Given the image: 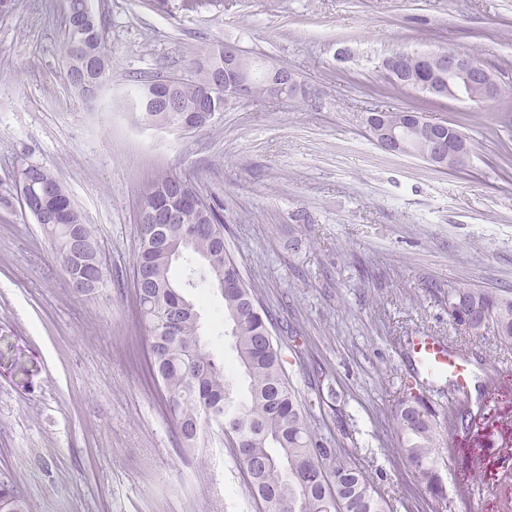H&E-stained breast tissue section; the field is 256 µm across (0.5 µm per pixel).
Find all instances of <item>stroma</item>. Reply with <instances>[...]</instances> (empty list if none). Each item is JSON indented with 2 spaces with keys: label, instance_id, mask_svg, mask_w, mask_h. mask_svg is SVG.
<instances>
[{
  "label": "stroma",
  "instance_id": "obj_1",
  "mask_svg": "<svg viewBox=\"0 0 512 512\" xmlns=\"http://www.w3.org/2000/svg\"><path fill=\"white\" fill-rule=\"evenodd\" d=\"M168 0H92L110 78L94 100L68 82L66 0H20L0 19V479L29 512H257L221 433L181 448L144 362L136 312L138 213L154 176L182 174L224 204V239L273 318L291 385L336 391L311 424L373 476L387 512L424 489L398 456L394 405L415 365L408 338L438 336L477 377L496 375L483 419L458 435L447 492L474 482L468 512L512 498V348L448 318L455 287L512 296V109L395 87L401 46L477 55L512 89V0H224L202 13ZM230 44L296 73L302 93L225 106L172 133L132 112L150 81L186 76ZM457 124L467 168L386 153L367 112ZM51 171L100 241L109 284L73 295L43 225L21 213L16 176ZM207 339L233 361L217 291L198 304Z\"/></svg>",
  "mask_w": 512,
  "mask_h": 512
}]
</instances>
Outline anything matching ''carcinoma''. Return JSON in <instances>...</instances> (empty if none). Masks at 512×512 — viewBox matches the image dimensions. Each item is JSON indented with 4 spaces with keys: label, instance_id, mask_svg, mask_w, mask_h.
I'll return each instance as SVG.
<instances>
[{
    "label": "carcinoma",
    "instance_id": "cac0c4a2",
    "mask_svg": "<svg viewBox=\"0 0 512 512\" xmlns=\"http://www.w3.org/2000/svg\"><path fill=\"white\" fill-rule=\"evenodd\" d=\"M224 0H181L189 12L218 8ZM85 14L96 21L99 39H104L101 18L90 0H67V38L63 59L73 60L83 37L71 17ZM206 73L198 70L191 79L170 84L186 110H191L204 92ZM141 120L165 129L180 130L185 124L179 112L162 115L146 109ZM20 182L35 190L52 191L62 219L46 231L70 288L81 296H92L107 287L109 279L100 258L91 225H83L92 248L82 267L71 269L65 257V224L79 216L57 178L46 168L30 164L19 172ZM185 184L203 201V210L186 213L178 224L165 227L167 245L186 257L184 276L170 275L165 251L139 232L135 284L140 322L151 341L148 367L160 383L163 407L174 424L182 448L201 447L209 429L223 424L221 433L234 439L235 457L247 472L261 512H385L386 500L373 478L352 463L341 449L327 448L311 428L317 402L299 399L290 385L281 351L269 330L271 319L260 309L255 284L243 276L240 263L224 242L221 205L205 196L187 178L166 174L154 179L144 202L165 206V192L174 184ZM188 288H212L224 301V318L231 324L230 336L236 353L230 366L216 355L204 339L200 314ZM448 317L458 326H469L475 337L492 336L502 346H512V298L468 288L448 289ZM240 373L246 393L234 392L233 377ZM448 411L440 415L430 400L406 383L394 407L400 448L396 453L425 487V506L418 512H447L448 502L439 466L444 454L452 453L455 435L469 430L481 415L480 402L467 392H458L451 381ZM0 512H28L26 500L14 487L0 481Z\"/></svg>",
    "mask_w": 512,
    "mask_h": 512
}]
</instances>
